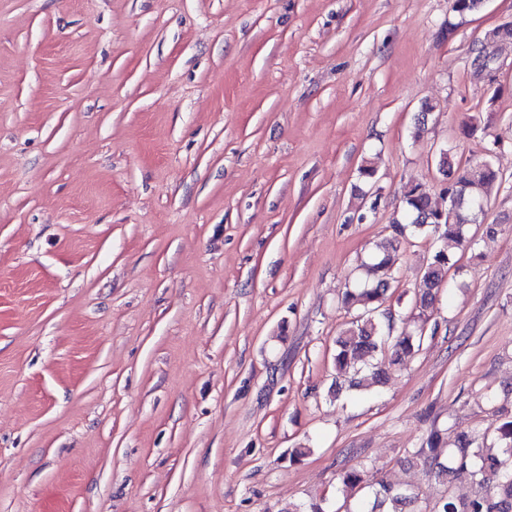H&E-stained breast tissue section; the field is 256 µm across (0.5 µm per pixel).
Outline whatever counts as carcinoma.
I'll use <instances>...</instances> for the list:
<instances>
[{
  "label": "carcinoma",
  "mask_w": 512,
  "mask_h": 512,
  "mask_svg": "<svg viewBox=\"0 0 512 512\" xmlns=\"http://www.w3.org/2000/svg\"><path fill=\"white\" fill-rule=\"evenodd\" d=\"M437 165L443 169L447 180L446 192L462 199L461 206L452 216L448 210L433 207L419 186H412L405 192L403 214L401 219L394 221L396 238L384 243L369 261L361 264L366 282L361 288L346 291L342 299L344 307L355 309L356 315L336 337L334 366L338 392L344 383L350 389L360 388L358 375L364 370L371 371L375 383H381L384 369L370 363V358L389 348L394 355L391 363L396 364L423 340L421 333L413 335L405 331L390 335L388 312L382 309L391 289L388 272L396 261L399 238L408 233H435L455 248L466 249L474 245L473 238L465 231V223L475 221L471 202L487 199L498 180V173L487 161L475 170H462L455 166L449 149L439 155ZM455 265L451 253L435 251L421 274L420 312L433 307V290L439 288ZM442 441L441 433L433 431L425 438L422 447L409 448L406 454L443 482L456 476H467L477 491L468 499L444 496L434 504L433 512H512V419L493 430L474 429L459 435L457 446L448 449L444 462L440 461L439 452ZM365 476L366 470L360 466L340 472L343 486L360 492L348 512H420L418 495L412 489L382 481L372 483Z\"/></svg>",
  "instance_id": "obj_1"
}]
</instances>
